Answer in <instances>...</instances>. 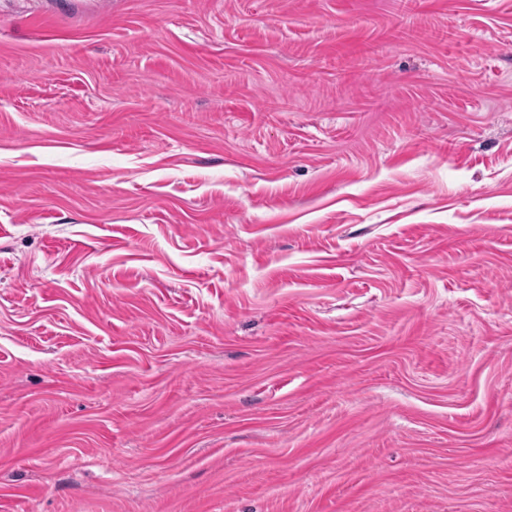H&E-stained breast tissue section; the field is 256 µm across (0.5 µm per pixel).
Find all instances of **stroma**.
<instances>
[{
    "mask_svg": "<svg viewBox=\"0 0 512 512\" xmlns=\"http://www.w3.org/2000/svg\"><path fill=\"white\" fill-rule=\"evenodd\" d=\"M0 0V512H512V0Z\"/></svg>",
    "mask_w": 512,
    "mask_h": 512,
    "instance_id": "stroma-1",
    "label": "stroma"
}]
</instances>
